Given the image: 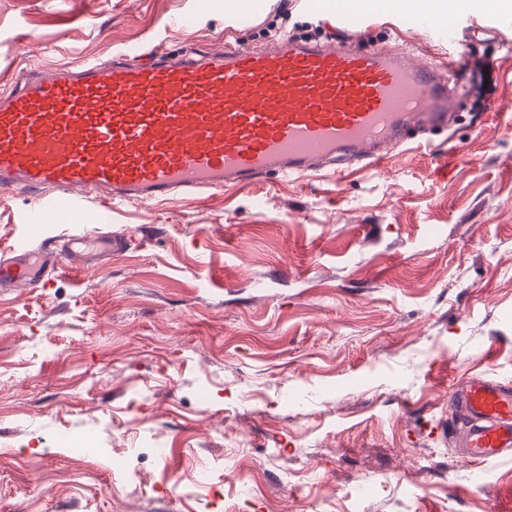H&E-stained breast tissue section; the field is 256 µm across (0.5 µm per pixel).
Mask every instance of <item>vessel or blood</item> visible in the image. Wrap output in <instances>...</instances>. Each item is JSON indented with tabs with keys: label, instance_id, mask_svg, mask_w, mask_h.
<instances>
[{
	"label": "vessel or blood",
	"instance_id": "b4317fda",
	"mask_svg": "<svg viewBox=\"0 0 512 512\" xmlns=\"http://www.w3.org/2000/svg\"><path fill=\"white\" fill-rule=\"evenodd\" d=\"M336 15L356 31L367 22L348 0ZM417 25L460 50L465 38L508 32L512 15L474 21L469 0L448 19L417 12ZM455 61L408 51L289 38L263 50L225 47L200 55H131L19 72L0 91V188L30 196L31 220L49 211L106 209L204 199L274 176L342 174L382 167L389 152L449 128L460 92ZM125 251V230L90 224L0 257L1 288L48 287L73 272L88 239ZM459 426L442 429L458 462L512 455V382L475 374L449 379Z\"/></svg>",
	"mask_w": 512,
	"mask_h": 512
}]
</instances>
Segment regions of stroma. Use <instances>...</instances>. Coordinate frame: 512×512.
Returning a JSON list of instances; mask_svg holds the SVG:
<instances>
[{
    "label": "stroma",
    "instance_id": "obj_1",
    "mask_svg": "<svg viewBox=\"0 0 512 512\" xmlns=\"http://www.w3.org/2000/svg\"><path fill=\"white\" fill-rule=\"evenodd\" d=\"M0 0V82L119 51L260 48L285 0ZM362 47L447 45L375 12ZM452 132L342 179L113 212L130 248L0 289V512H494L512 456L459 464L448 379L512 380V49L470 40ZM462 150L469 163L437 168ZM0 190V254L72 229ZM363 476L379 488L363 502Z\"/></svg>",
    "mask_w": 512,
    "mask_h": 512
}]
</instances>
